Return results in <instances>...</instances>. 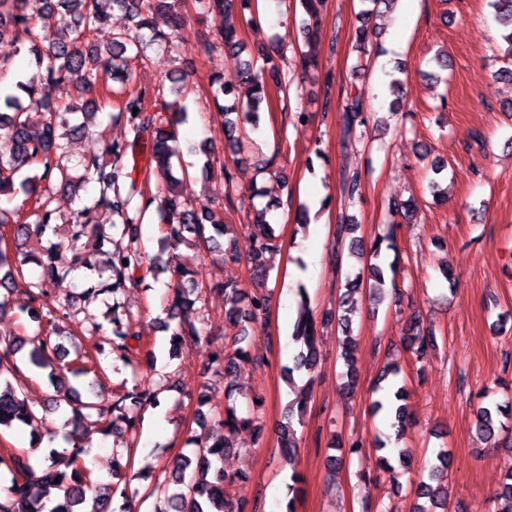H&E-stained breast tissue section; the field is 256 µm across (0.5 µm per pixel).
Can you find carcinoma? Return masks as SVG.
Listing matches in <instances>:
<instances>
[{"instance_id": "obj_1", "label": "carcinoma", "mask_w": 512, "mask_h": 512, "mask_svg": "<svg viewBox=\"0 0 512 512\" xmlns=\"http://www.w3.org/2000/svg\"><path fill=\"white\" fill-rule=\"evenodd\" d=\"M324 0H300L308 21L304 27L305 37L311 38L320 32L319 17ZM180 0H0V41L11 40L27 48L38 68L37 81L18 82V89L26 92L22 98L16 94L4 98L5 111H0V192L35 194L34 206L28 212L31 222H20L16 210L0 209V224L16 225V234L30 231L57 235L54 210L50 208L51 183L61 186L73 182L93 181L99 186L98 195L92 205L85 206L68 220L73 232L67 240L51 242L40 252L10 253L0 248V269L14 267L17 275L7 272L0 276V314L11 306L20 311L35 312L36 304L45 301L48 289L63 288L72 271L84 267L100 274H108L101 282L100 291L115 295L127 288H136L142 282L138 272L144 269L147 255L145 246L139 241L134 230L150 208H155L159 224V244L164 249L176 250L184 244L185 234L196 236V246L207 250L218 248V239L228 235L229 226L222 220L214 219L212 209L207 205L190 206L181 191L183 180L172 174V158L177 156L176 126L187 117L183 106L175 105L155 96L154 104L147 102L146 91L131 86L127 62L141 60L143 49L155 42L164 45L175 58L181 57L182 42L179 34L181 17L178 11ZM243 10H255V0H198L200 9L208 14L217 13L224 17V26L215 33V39L203 37L204 47H214V41L224 45L226 51L242 50L238 29L229 20L234 4ZM495 17L504 27L503 39L507 49L503 53L505 67L498 72L502 80L512 81V0H492ZM119 10L128 14L133 22L132 31L117 33L110 46L102 50L90 36L108 24L112 12ZM167 15L170 32L156 28L157 15ZM60 17L63 25L48 29L44 21ZM262 66L253 67L245 63L234 80L224 79L216 74L210 78L211 94L215 114L224 119V126L237 131L238 125L253 129L260 126L263 102L267 100L268 84L284 92L290 86L288 73L274 62L273 54L259 52ZM108 77L121 84L119 89L105 86V92L116 96L112 119L124 122L129 127L132 140L112 142L102 152L91 153L70 167L62 163L67 153V137L61 129L75 134L86 132L89 124L83 121L69 125L67 113L58 111L50 101L38 96L36 83L57 86L67 85L76 91H88ZM249 87V98L243 105L234 100L220 103V100L234 92V84ZM138 112H133V109ZM39 110L44 113L41 124L33 125L28 113ZM344 138L357 137V130L366 127L368 117L363 112L360 98L349 94L343 108ZM143 145L147 151V177L155 180L154 186L137 188V179L126 169L124 158L128 149ZM105 210L119 218L110 224H96L91 213ZM357 225H336V238L349 240L348 255L364 264V270L347 281L339 307L343 315L337 319L345 333L341 341V357L346 367L344 387L354 391L355 348L352 342L351 314L356 308L354 295L361 286L368 288V297L379 302L387 288H395V278H386L384 269L374 259L380 256L379 243L389 241L388 248H395L394 236L377 239V243L365 248L362 240L355 236ZM129 236V244L116 248L115 234ZM90 237L96 240L98 251L91 257L82 252L80 240ZM277 248L273 229L262 218L252 225V248L247 264L253 278L264 280L269 277L268 255ZM33 264L40 269L34 280L22 278L23 267ZM224 290L225 319L238 324L242 320L241 292L235 281H226ZM174 295L166 308L167 319L180 318L182 309L200 300L197 280H189V286L173 285ZM298 316L294 324L293 340L298 350L293 357V366L288 368L290 382L294 376L314 371L318 362L317 320L310 307L309 296L304 288L298 289ZM247 319L256 323L268 314V296H254L248 303ZM119 303L112 304L106 311L113 325L112 338L108 347L100 346L97 353L104 352L136 370L138 360L129 344V336L122 330L118 316ZM70 317L67 311L53 306L44 315V326L30 336L0 338V432L10 430L17 424L30 426L37 420L35 411L24 396V383L19 379L16 356L24 354L28 363L48 371V379L54 394L47 400V408L53 411L62 405L71 407V416L65 420L70 427L69 447L62 450L49 449L43 460L41 475L31 468L27 450L16 448L0 456V468H5L10 478L0 483V512H14L12 504H25V512H85L83 505L87 492L93 489L92 470L86 464L89 450L83 442V433L91 418H108L100 428L104 435L127 434L138 438L143 424V414L149 408L161 406L160 396L164 386L150 381H139L129 390L112 396L107 407L95 401L81 400V394L67 377L54 373V365L69 356V350L59 338L58 321ZM204 339V331L192 324L179 323L170 336L171 353L177 354L183 344ZM406 348L417 360L424 359L435 346V336L415 326L404 337ZM251 358L242 347L233 354H218L211 362L214 372L227 377L237 375ZM310 385L296 393L288 405V415L304 414ZM405 386L389 388L381 398L373 401V411H386L396 436L404 434L410 424L411 413L405 404ZM215 421L216 433L199 445L191 456H179L173 462L170 477L159 486L160 504L155 512H233L234 505L227 499L225 488L247 480L244 471L227 473L222 461L224 453L231 449L230 437L238 430L252 423V415H240L233 406L224 411L210 412ZM479 435L491 446L498 444L503 433L512 430V401H493L479 405L475 412ZM423 497L434 508L446 506L448 492L442 486L422 483ZM63 495L51 497L52 490ZM125 498L128 488L108 485L96 489L90 512H109L115 494ZM488 512H512V473L508 474L491 499Z\"/></svg>"}]
</instances>
